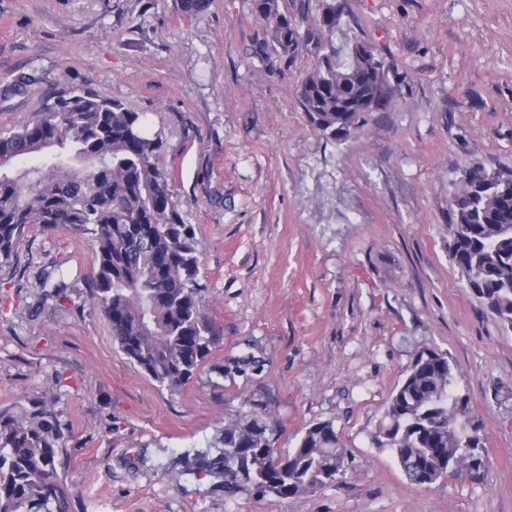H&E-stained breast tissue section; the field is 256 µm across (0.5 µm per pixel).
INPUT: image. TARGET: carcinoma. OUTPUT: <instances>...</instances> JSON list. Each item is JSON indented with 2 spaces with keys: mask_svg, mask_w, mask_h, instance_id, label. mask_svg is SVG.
I'll return each mask as SVG.
<instances>
[{
  "mask_svg": "<svg viewBox=\"0 0 512 512\" xmlns=\"http://www.w3.org/2000/svg\"><path fill=\"white\" fill-rule=\"evenodd\" d=\"M265 28L256 55L312 68L298 90L314 128L344 140L393 101L395 67L374 44L336 46L345 0H249ZM163 132L148 117L85 88L59 95L35 123L0 135V264L25 228L63 227L87 236L96 268L90 299L110 324L123 355L159 386L186 385L204 362L215 331L200 305V250L195 227L162 167ZM448 254L471 291L512 330V168L474 164L448 204ZM42 286L67 298L64 277ZM448 355L422 351L393 391L375 443L393 450L409 484L474 480L487 467L482 420L459 394ZM64 427L33 406L0 414V512H72L60 458ZM195 455L199 469L222 479L230 495L251 486L288 499L325 488L344 474L347 450L331 421L306 429L294 448H273L260 404L224 419Z\"/></svg>",
  "mask_w": 512,
  "mask_h": 512,
  "instance_id": "carcinoma-1",
  "label": "carcinoma"
}]
</instances>
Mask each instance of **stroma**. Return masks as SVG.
I'll return each instance as SVG.
<instances>
[{
    "mask_svg": "<svg viewBox=\"0 0 512 512\" xmlns=\"http://www.w3.org/2000/svg\"><path fill=\"white\" fill-rule=\"evenodd\" d=\"M355 35L402 77L394 102L335 141L297 87L310 59H260L248 0H0V132L85 87L163 129L170 188L195 225L216 336L188 384L159 387L119 351L86 284L90 240L27 227L0 266V413L41 402L74 512H512V332L448 258L463 168H512V0H347ZM30 92L9 90L18 76ZM63 274L68 297L39 286ZM448 354L483 421L480 478L409 485L374 437L417 354ZM266 409L274 446L333 421L336 485L227 495L184 451L230 413Z\"/></svg>",
    "mask_w": 512,
    "mask_h": 512,
    "instance_id": "1",
    "label": "stroma"
}]
</instances>
